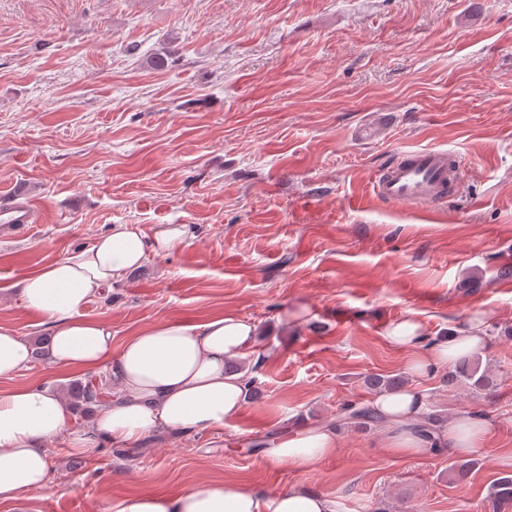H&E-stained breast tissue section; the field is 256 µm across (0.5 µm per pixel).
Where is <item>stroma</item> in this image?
<instances>
[{"mask_svg":"<svg viewBox=\"0 0 512 512\" xmlns=\"http://www.w3.org/2000/svg\"><path fill=\"white\" fill-rule=\"evenodd\" d=\"M426 147L453 150L464 172L441 210L374 197L377 173ZM21 185L37 234L0 243V327L46 338L14 283L115 224L149 239L182 224L187 240L86 305L113 347L168 319L258 326V392L238 416L135 447L75 453L58 438L37 512L227 480L303 483L345 512H512L490 498L512 469V0H0V198ZM475 312L490 391L444 368L418 382L431 413L488 425L469 473L449 450L391 455L382 426H340L336 455L307 468L266 462L258 441L368 402L367 375H405L391 322L432 338ZM82 376L34 360L0 389Z\"/></svg>","mask_w":512,"mask_h":512,"instance_id":"35a3bbf8","label":"stroma"}]
</instances>
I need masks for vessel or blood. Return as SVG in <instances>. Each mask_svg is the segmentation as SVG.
<instances>
[{
    "label": "vessel or blood",
    "instance_id": "1",
    "mask_svg": "<svg viewBox=\"0 0 512 512\" xmlns=\"http://www.w3.org/2000/svg\"><path fill=\"white\" fill-rule=\"evenodd\" d=\"M448 151L419 148L405 152L373 181L375 197L406 206L432 208L446 197ZM37 202L26 191H15L0 200V240L27 239L36 223Z\"/></svg>",
    "mask_w": 512,
    "mask_h": 512
}]
</instances>
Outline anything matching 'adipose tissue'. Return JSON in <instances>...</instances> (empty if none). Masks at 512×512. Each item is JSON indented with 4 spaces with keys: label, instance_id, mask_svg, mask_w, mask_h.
Returning a JSON list of instances; mask_svg holds the SVG:
<instances>
[{
    "label": "adipose tissue",
    "instance_id": "ef3b65f1",
    "mask_svg": "<svg viewBox=\"0 0 512 512\" xmlns=\"http://www.w3.org/2000/svg\"><path fill=\"white\" fill-rule=\"evenodd\" d=\"M184 225L170 224L146 239L131 224H116L75 255L47 264L19 284L27 310L49 322V356L54 364L86 372L107 369L112 401L92 426L73 429L72 410L58 393L43 387L0 390V502L35 512L31 490L43 487L51 472L49 441L64 436L70 448L84 450L106 437L124 445L139 444L161 431L198 432L224 426L239 414L247 398L246 371L226 370L256 342L253 321L235 314L193 324L171 319L130 336L112 348V329L87 318L83 310L149 254L167 253L185 242ZM484 316L425 343L419 322H393L385 339L412 351L408 366L417 377L429 374L459 355L478 354L487 345ZM371 407L390 430L387 446L395 456H422L425 441L410 424L425 416L429 397L409 387L372 397ZM438 434L457 453L470 452L484 439L481 419L454 418ZM334 425L304 427L278 439L266 450L270 463L306 468L336 453ZM111 512H342L338 495L298 484L269 492L234 482L195 487L175 495L139 494L113 500Z\"/></svg>",
    "mask_w": 512,
    "mask_h": 512
}]
</instances>
